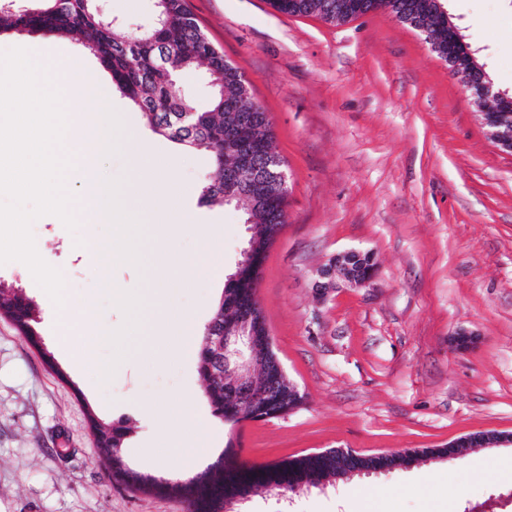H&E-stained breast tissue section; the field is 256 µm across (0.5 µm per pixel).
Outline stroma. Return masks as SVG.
Returning a JSON list of instances; mask_svg holds the SVG:
<instances>
[{
    "mask_svg": "<svg viewBox=\"0 0 512 512\" xmlns=\"http://www.w3.org/2000/svg\"><path fill=\"white\" fill-rule=\"evenodd\" d=\"M209 41L238 66L248 99L268 112L288 174L287 220L268 250L258 295L273 348L301 406L280 418L230 426L214 419L210 457L188 462L163 450L159 427L140 405L208 407L198 356L131 357L112 379L95 372L109 343L60 344L55 309L28 268L0 265V287L36 304L42 340L33 347L0 317V512H187L177 494L114 480L99 458L92 421L125 422L126 465L157 480L190 479L221 457L278 462L331 448L363 455L438 448L482 431L512 433V153L498 148L460 75L430 41L388 12L344 23L290 16L268 0H186ZM122 27L149 25L156 0H99ZM497 89L512 93V0H447ZM22 47L98 66L81 40L41 31L0 36V50ZM112 107L121 138L150 139L167 183L152 222L187 209L195 222L174 241L181 255L210 262L216 240L224 272L249 231L231 207L185 195L216 175L203 150L152 132L120 93ZM92 175L76 171L74 195L96 179L129 182L127 148L108 156L88 146ZM44 260L60 269L67 295L88 300L92 324L120 328L125 317L97 290L98 260L74 250L59 218L36 220ZM348 250L373 252L367 287L320 272ZM324 289H316L317 281ZM158 284L203 336L225 285L200 273ZM466 330L472 343L456 348ZM156 453H135L140 440ZM382 487L378 512H512V447L477 448L453 460L421 461L382 475L348 476L325 492L292 497L286 512H357L356 489Z\"/></svg>",
    "mask_w": 512,
    "mask_h": 512,
    "instance_id": "35a3bbf8",
    "label": "stroma"
}]
</instances>
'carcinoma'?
I'll list each match as a JSON object with an SVG mask.
<instances>
[{"mask_svg":"<svg viewBox=\"0 0 512 512\" xmlns=\"http://www.w3.org/2000/svg\"><path fill=\"white\" fill-rule=\"evenodd\" d=\"M28 9L16 10L11 0L0 2V32L10 30L44 31L57 36L81 34L85 46L112 76V87L142 112L159 135L191 148L210 153L217 167L216 178L202 187L200 202L222 204L230 199L243 204L246 218L252 220L256 235L261 236L268 224H284L282 210H254L251 196L274 191L266 167L270 157L259 155L248 169L240 164L235 149L224 143V129L238 125L239 109L248 108L243 100L244 81L239 68L224 59L197 24L186 0H167L158 10L165 24L145 30L116 31L117 25L102 22L95 0H34ZM355 0H269L277 12L293 15H318L329 22H344L353 16ZM376 7L389 11L398 21L430 37L425 19L412 15L416 0H374ZM197 64L208 67L214 88L206 108H199L181 90L182 73ZM255 134L273 150L274 134L267 112H252ZM0 314L8 317L26 336H38L34 302L23 293L4 296L0 289ZM239 316V304L224 300L222 316L205 329L199 355V369L206 382L205 393L214 416L226 421L239 416L238 407L224 393V363L218 358L211 336L224 330V324ZM94 445L110 463L111 475L135 487H155L179 492L189 512H222L224 502L237 495L246 496L261 490L269 495L287 497L300 490L319 487L336 475L341 458L334 451L311 453L277 462L273 471L236 466L220 472L202 485L188 489L179 483L162 484L155 479L125 468L120 455L127 434L119 424L105 427L91 420Z\"/></svg>","mask_w":512,"mask_h":512,"instance_id":"cac0c4a2","label":"carcinoma"}]
</instances>
